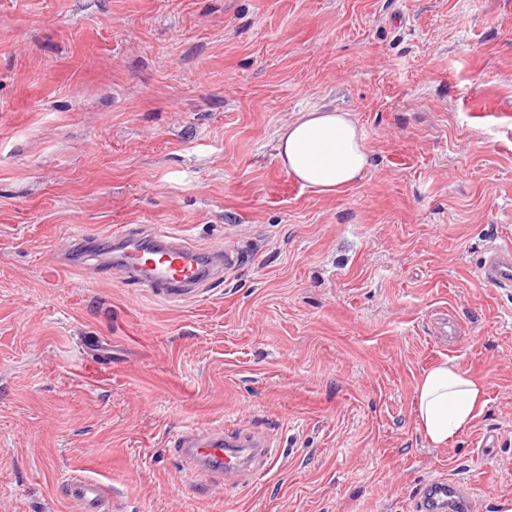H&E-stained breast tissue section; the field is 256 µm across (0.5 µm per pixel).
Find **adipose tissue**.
Here are the masks:
<instances>
[{"label":"adipose tissue","mask_w":512,"mask_h":512,"mask_svg":"<svg viewBox=\"0 0 512 512\" xmlns=\"http://www.w3.org/2000/svg\"><path fill=\"white\" fill-rule=\"evenodd\" d=\"M277 158L296 180L338 194L370 166L364 133L353 115L333 110L299 113L278 137ZM485 386L453 361L426 371L416 386V419L424 438L443 448L483 411Z\"/></svg>","instance_id":"1"}]
</instances>
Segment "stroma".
<instances>
[{
	"label": "stroma",
	"mask_w": 512,
	"mask_h": 512,
	"mask_svg": "<svg viewBox=\"0 0 512 512\" xmlns=\"http://www.w3.org/2000/svg\"><path fill=\"white\" fill-rule=\"evenodd\" d=\"M325 107L372 156L331 196L275 151ZM124 225L244 261L175 302L68 265ZM503 240L512 0H0V512H75V471L114 512H412L445 475L512 512V293L477 278ZM447 358L488 403L435 448L415 388ZM188 423L276 458L189 476Z\"/></svg>",
	"instance_id": "1"
}]
</instances>
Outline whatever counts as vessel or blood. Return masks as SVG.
<instances>
[{
	"instance_id": "obj_1",
	"label": "vessel or blood",
	"mask_w": 512,
	"mask_h": 512,
	"mask_svg": "<svg viewBox=\"0 0 512 512\" xmlns=\"http://www.w3.org/2000/svg\"><path fill=\"white\" fill-rule=\"evenodd\" d=\"M76 265H91L95 277L110 278L121 267L130 284L148 289L167 301L199 293L204 282L222 278L225 267L235 265L233 250L203 252L170 232L153 226L126 228L112 234L80 235L71 242ZM479 279L497 288H512V242L494 245L478 272ZM174 451L200 469L220 474L236 484L256 475L272 461L269 436L224 428L188 427L175 434ZM63 498L79 512H112L110 489L102 482L73 476L61 485ZM415 512H475L476 500L469 484L451 477L429 481L418 494Z\"/></svg>"
}]
</instances>
